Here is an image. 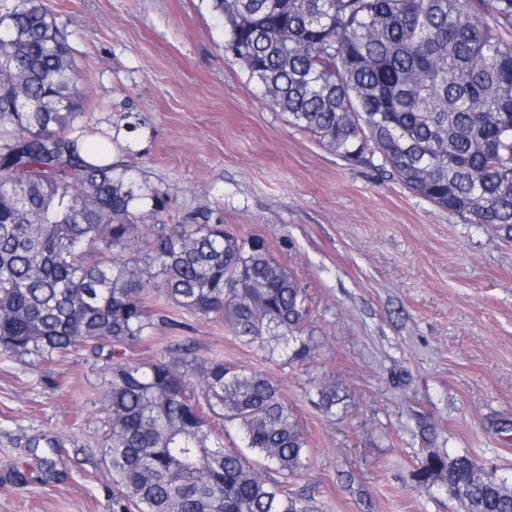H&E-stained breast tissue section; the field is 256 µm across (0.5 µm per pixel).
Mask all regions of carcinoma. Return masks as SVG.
<instances>
[{"label": "carcinoma", "mask_w": 512, "mask_h": 512, "mask_svg": "<svg viewBox=\"0 0 512 512\" xmlns=\"http://www.w3.org/2000/svg\"><path fill=\"white\" fill-rule=\"evenodd\" d=\"M224 55L288 123L341 157L377 155L408 189L472 224L512 231V0H210ZM0 351L49 359L153 337L155 288L218 317L247 345L278 331L292 364L311 356L307 288L262 237L199 213L153 224L159 195L113 164L88 160L86 78L43 0H0ZM327 414L340 403L315 381ZM209 408L239 420L224 448ZM103 463L136 512H317L288 488L309 441L277 384L198 355L193 341L150 362L115 361L104 391ZM420 486L454 491L464 512H512V478L469 454L429 450Z\"/></svg>", "instance_id": "1"}]
</instances>
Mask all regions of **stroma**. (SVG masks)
Masks as SVG:
<instances>
[{
    "instance_id": "stroma-1",
    "label": "stroma",
    "mask_w": 512,
    "mask_h": 512,
    "mask_svg": "<svg viewBox=\"0 0 512 512\" xmlns=\"http://www.w3.org/2000/svg\"><path fill=\"white\" fill-rule=\"evenodd\" d=\"M46 3L87 76L80 125L118 135L120 167L159 193L165 223L207 212L265 237L312 299L302 363L158 291L146 302L166 324L119 356L149 362L190 339L272 377L310 441L290 487L320 512H463L413 479L432 449L512 477V238L290 126L225 57L209 0ZM323 372L344 397L332 416L307 396ZM110 375L88 345L45 362L0 353V512H124L99 453Z\"/></svg>"
}]
</instances>
